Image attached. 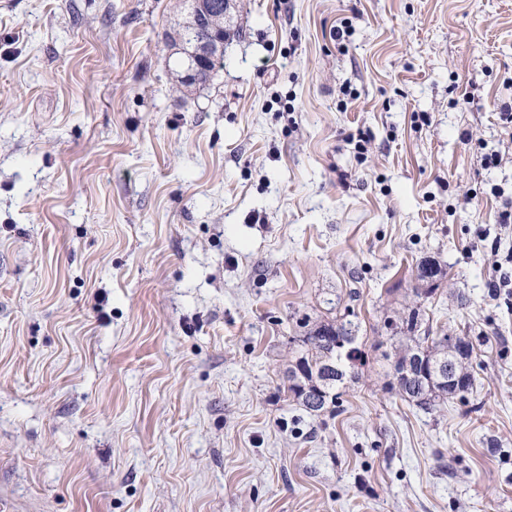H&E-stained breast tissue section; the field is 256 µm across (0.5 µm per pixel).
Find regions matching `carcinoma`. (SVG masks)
<instances>
[{
  "instance_id": "carcinoma-1",
  "label": "carcinoma",
  "mask_w": 512,
  "mask_h": 512,
  "mask_svg": "<svg viewBox=\"0 0 512 512\" xmlns=\"http://www.w3.org/2000/svg\"><path fill=\"white\" fill-rule=\"evenodd\" d=\"M176 35L181 47L177 67L183 70L188 64V51L192 45L210 38L211 31L206 28L195 29L192 21L188 20L176 31ZM420 315L421 306L415 301L402 304L393 311V315L385 318L384 327L388 333L386 340L392 348V354L389 355L391 364L401 365L416 353L431 361L443 360L452 363L448 335L443 332L435 336L429 331L420 333ZM358 332L357 323L340 318L311 327L301 337L300 362L305 376L301 383L289 388V391L309 415L317 416L310 403V397L317 389L323 390L322 399L334 407L342 395L340 389L346 387L347 383H355L360 379L359 369L348 361L346 350L342 346L345 337L355 339ZM461 340L465 342L466 357L456 362V367L473 379V346L468 337L463 336ZM329 366L338 368L332 376L327 371ZM388 390L411 402L420 399L417 407L427 413L442 403L452 401V397L448 396V388L434 380L412 378L398 385L390 381Z\"/></svg>"
}]
</instances>
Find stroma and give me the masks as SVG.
<instances>
[{
	"mask_svg": "<svg viewBox=\"0 0 512 512\" xmlns=\"http://www.w3.org/2000/svg\"><path fill=\"white\" fill-rule=\"evenodd\" d=\"M178 3L0 0V496L512 512V0H230L181 93ZM426 257L476 376L430 413L382 341ZM350 312L368 363L311 417L298 338Z\"/></svg>",
	"mask_w": 512,
	"mask_h": 512,
	"instance_id": "35a3bbf8",
	"label": "stroma"
}]
</instances>
